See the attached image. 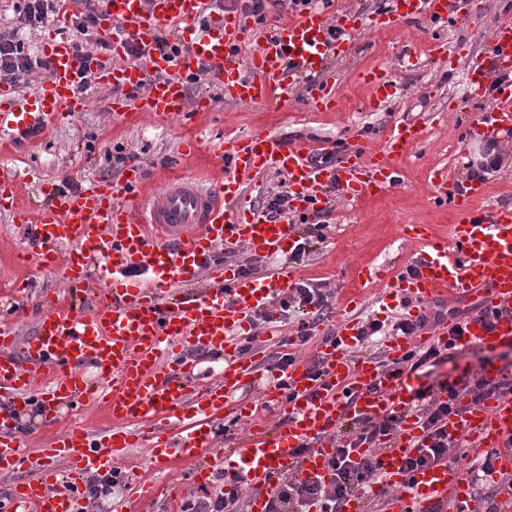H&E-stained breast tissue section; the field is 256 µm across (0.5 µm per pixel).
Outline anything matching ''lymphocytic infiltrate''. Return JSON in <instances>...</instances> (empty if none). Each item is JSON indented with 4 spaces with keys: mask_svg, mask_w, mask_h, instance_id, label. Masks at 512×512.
<instances>
[{
    "mask_svg": "<svg viewBox=\"0 0 512 512\" xmlns=\"http://www.w3.org/2000/svg\"><path fill=\"white\" fill-rule=\"evenodd\" d=\"M63 12L67 13L74 33L71 45L79 76L78 91L84 94L96 79L94 67L98 62V52L109 47L108 41L98 34L99 15L91 7L90 0H79L77 9L72 11L67 8V0H24L19 19L35 27ZM49 70L47 58L31 53L17 30L0 29V84L27 85L35 75ZM329 298V291L309 281L294 283L281 298V308L298 305L311 310L312 322L303 321L297 327L299 344H307L312 339L313 322L321 321L330 312ZM444 318V311L438 310L430 317L423 314L414 318L404 316L391 323L373 319L361 325L358 342L360 347L368 348L377 346L390 334L412 337L418 335L429 321L440 322ZM502 358L506 366L501 369L498 379H487L477 371L468 381L444 380L416 390V402L410 410L417 414L424 438L418 451L404 458L403 473L409 475L424 468L451 466L458 462L463 441L448 434L445 424L449 416L462 415L487 399L512 397V351L504 352ZM447 359L445 347L414 344L402 358L388 359L381 355L377 363L382 372L401 376L416 373L427 366H438ZM402 419V412L395 411L384 419H360L337 431L329 459L330 478H302L288 473L278 490L268 497L265 512H341L348 497L382 483L379 455L398 431Z\"/></svg>",
    "mask_w": 512,
    "mask_h": 512,
    "instance_id": "lymphocytic-infiltrate-1",
    "label": "lymphocytic infiltrate"
}]
</instances>
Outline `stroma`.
Listing matches in <instances>:
<instances>
[{
    "instance_id": "35a3bbf8",
    "label": "stroma",
    "mask_w": 512,
    "mask_h": 512,
    "mask_svg": "<svg viewBox=\"0 0 512 512\" xmlns=\"http://www.w3.org/2000/svg\"><path fill=\"white\" fill-rule=\"evenodd\" d=\"M480 2L481 12L473 14L468 22L451 20L432 26L411 22L355 39L349 59L332 64L327 74L329 81L340 85L343 104L336 111H306L303 94L298 91L252 107L216 100L213 111L202 114L188 129L176 122L158 123L147 117L132 127L117 129L106 107L112 90L97 84L86 93L84 108L55 125L43 139L0 153V167L17 171L32 193L41 184L76 187L88 178L121 177L124 168L114 160L121 149L136 157L145 187L156 189L172 173L208 182L214 170L209 146L222 135L265 131L284 141H305L313 149L328 151L340 144L350 145L359 135L376 149L384 134L395 126L417 123L424 132L401 166L400 185L380 199L364 203L336 192L335 210L324 219L323 241L317 242L313 253L298 267L303 280L321 283L332 293L331 313L315 325V336H325L345 319L362 323L391 318L396 309L387 295L389 277L397 268L414 263L418 256L417 247L404 237V228L433 224L440 232H448L456 211L433 201L431 184L441 176H465L467 156L484 138L482 132L468 126V115L476 106L463 99L464 62L453 60L451 68L446 69L428 53V44L434 39L450 46L464 41L474 51L485 48L494 25L512 19V0ZM376 65L392 70L401 93L382 111L370 112L365 107L367 90L358 82L357 72ZM189 135L201 142L203 150L185 160L179 154V145ZM503 152L504 163L490 175L486 194L478 202L481 209L512 208V141L505 143ZM27 248L24 230L0 212V283L19 279L26 285L27 307L17 323L23 336L33 332L44 297L64 288L57 268L26 262ZM363 266L379 270V279L367 283L358 280L356 272ZM349 290L360 296L357 307H347L343 301ZM269 311L277 315L278 321L273 330L262 331L255 348L258 358L264 360L286 351L303 317L300 309L284 312L276 304ZM119 468L123 488L91 500L92 512H143L138 496L141 485L147 483H179L191 502L203 495L190 465L158 469L143 447L129 449Z\"/></svg>"
}]
</instances>
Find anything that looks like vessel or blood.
Returning <instances> with one entry per match:
<instances>
[{"label":"vessel or blood","instance_id":"b4317fda","mask_svg":"<svg viewBox=\"0 0 512 512\" xmlns=\"http://www.w3.org/2000/svg\"><path fill=\"white\" fill-rule=\"evenodd\" d=\"M117 62L103 67L111 84L112 117L127 124L141 113L181 121L210 111V89L221 99L255 105L287 96L297 85L307 89L308 111H331L339 102L325 74L344 59L366 29L415 20L438 23L465 20L457 0H386L369 18L339 10L304 7L288 19L259 30L247 9L209 15L210 0H104ZM176 32L178 53L156 51L165 29ZM141 47L135 63H124L129 44ZM43 53L51 70L26 100L0 86V148L9 150L46 133L83 99L75 90L70 42L49 34ZM471 99L482 101L472 124L485 133L512 131V83L494 95L486 90L496 76L512 72V21L499 22L488 46L466 53ZM207 64L199 76L206 90L189 101L185 79L194 62ZM372 87L368 108L378 111L396 97L399 84L387 68L364 74ZM423 135L411 123L394 127L384 140L385 160L367 159L356 141L338 166L313 162L304 142L283 145L273 134L254 132L217 148L223 166L209 187L190 178L170 181L153 203L149 218L138 166L118 179L85 181L78 189L56 187L42 198L23 202L16 172L0 170V206L13 222L30 225L40 263L60 264L71 293L88 288L87 272L97 269L102 286L91 310L70 299L49 297L34 331L19 336L12 323L0 322V474L35 471L30 481L0 497V512H88L81 494L87 477L112 471L129 448L147 445L151 460L171 468L188 461L196 480L207 483L231 471L241 487L257 490L252 512H264L266 493L274 491L290 468L300 476H326L333 446L328 436L354 418L380 419L408 407L411 395L402 381L382 373L367 358L351 360L358 328L336 329V346L322 347L326 359L320 378L306 366H289L284 380L263 379L258 360L237 352L236 335L251 317L294 283L290 265L256 277H243L213 254L217 247L244 248L263 256L289 257L297 235L289 217H267L250 207L248 185L267 170L282 173L288 184L291 214L316 216L328 207L327 189L341 188L351 199H373L394 189V160ZM479 183L434 184L435 201L451 202L458 218L449 241L437 240L430 226L412 237L420 256L409 273L393 275L391 288L424 304H461L495 311L487 320L470 316L462 331L453 323L428 327L425 341L496 348L512 343V210L486 214L473 209ZM223 356L212 381H205L191 350ZM261 386L263 400L286 406L287 417L262 427L224 450V412L239 392ZM91 398L106 411L109 430L75 419L49 435L41 457L25 452L18 426L26 417L41 427L61 412H77ZM449 433L476 448H494L495 472L512 474V398H494L463 416L450 417ZM422 438L415 416H407L381 454V469L391 489L388 512H471L473 488L460 469L435 466L405 475L406 455ZM310 450L302 458L300 445ZM64 468H54V461ZM183 492L170 485L142 490L146 502L178 504Z\"/></svg>","mask_w":512,"mask_h":512}]
</instances>
